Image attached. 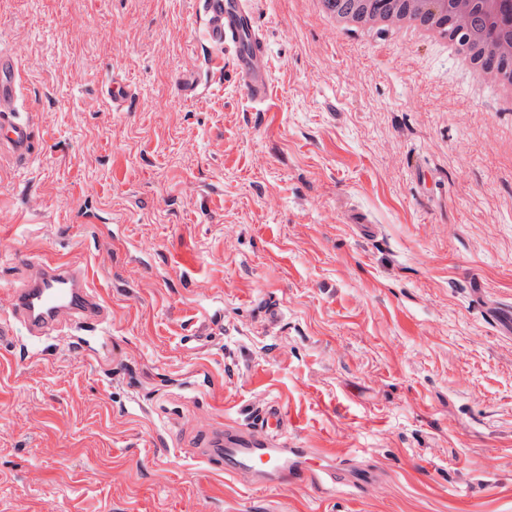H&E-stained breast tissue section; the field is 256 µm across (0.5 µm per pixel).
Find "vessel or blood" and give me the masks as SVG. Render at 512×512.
<instances>
[{
    "label": "vessel or blood",
    "instance_id": "b4317fda",
    "mask_svg": "<svg viewBox=\"0 0 512 512\" xmlns=\"http://www.w3.org/2000/svg\"><path fill=\"white\" fill-rule=\"evenodd\" d=\"M195 16L204 28L215 54L213 68L231 60L245 97L252 103L266 101L272 93L271 69L263 37L249 0H194ZM113 110L125 109L134 90L125 80L111 79L105 89ZM22 65L10 52L0 49V157L8 156L15 167H25L37 155L39 141L31 113L22 109ZM10 319H0V335L9 333L11 320L22 321L32 335L49 334L65 317H72L75 328L99 323L108 309L88 282L86 270L78 264L44 260L29 264L24 284L9 292ZM259 427L279 432L288 425L281 405L269 404L258 417ZM202 461H220L226 476L237 478L265 473L274 483L283 485L310 481L335 490L337 485L358 488L368 481L365 472H340L323 465L319 471L309 468L304 448H288L262 438H248L217 430L208 439Z\"/></svg>",
    "mask_w": 512,
    "mask_h": 512
}]
</instances>
